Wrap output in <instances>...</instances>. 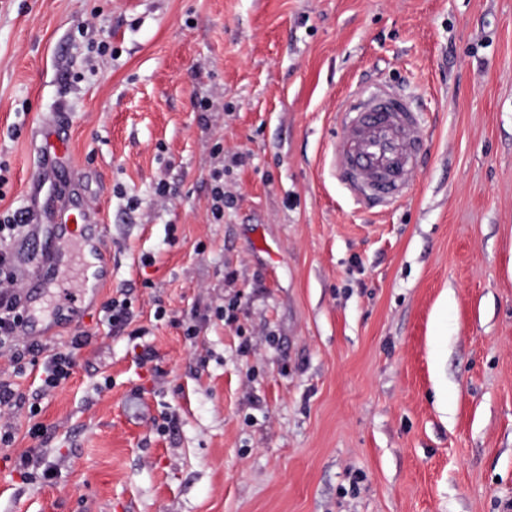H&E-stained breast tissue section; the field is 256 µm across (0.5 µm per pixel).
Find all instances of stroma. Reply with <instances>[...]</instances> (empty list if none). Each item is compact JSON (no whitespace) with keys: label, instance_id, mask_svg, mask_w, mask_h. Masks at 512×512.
Wrapping results in <instances>:
<instances>
[{"label":"stroma","instance_id":"1","mask_svg":"<svg viewBox=\"0 0 512 512\" xmlns=\"http://www.w3.org/2000/svg\"><path fill=\"white\" fill-rule=\"evenodd\" d=\"M370 82L426 145L384 211L325 160ZM0 161L21 272L48 208L105 235L100 288L27 303L89 343L0 512H512V0H0ZM130 303L123 299L112 298L106 306L107 320L114 328H124L130 324Z\"/></svg>","mask_w":512,"mask_h":512}]
</instances>
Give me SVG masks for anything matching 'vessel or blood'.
<instances>
[{
	"label": "vessel or blood",
	"instance_id": "1",
	"mask_svg": "<svg viewBox=\"0 0 512 512\" xmlns=\"http://www.w3.org/2000/svg\"><path fill=\"white\" fill-rule=\"evenodd\" d=\"M342 112L341 133L329 152L331 168L358 203L385 208L401 201L425 153L418 110L408 98L377 84L354 92ZM84 225L61 211L53 218L52 233L78 237Z\"/></svg>",
	"mask_w": 512,
	"mask_h": 512
}]
</instances>
